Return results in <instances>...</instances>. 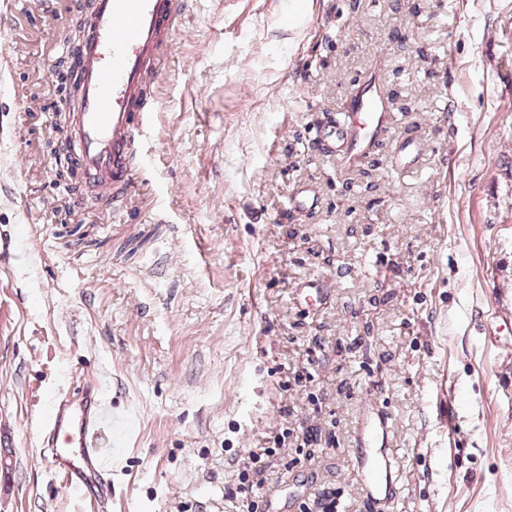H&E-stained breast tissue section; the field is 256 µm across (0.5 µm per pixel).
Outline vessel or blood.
<instances>
[{
	"label": "vessel or blood",
	"instance_id": "vessel-or-blood-1",
	"mask_svg": "<svg viewBox=\"0 0 512 512\" xmlns=\"http://www.w3.org/2000/svg\"><path fill=\"white\" fill-rule=\"evenodd\" d=\"M188 7L189 0H95L92 32L77 66L83 107L72 118L74 160L80 170L105 180L119 195L139 190L129 166L147 121L138 100L147 87L160 83L161 53ZM355 112L354 122L317 132L313 146L324 152L339 144L357 149L369 127L381 126L382 115L370 99L360 102ZM107 423L124 431L133 420L127 414H108L95 385L85 380L55 396L45 411L46 445L61 487L86 494L91 502L112 497L109 457L98 446L100 429ZM363 479L372 492L392 491L389 460L372 459Z\"/></svg>",
	"mask_w": 512,
	"mask_h": 512
}]
</instances>
